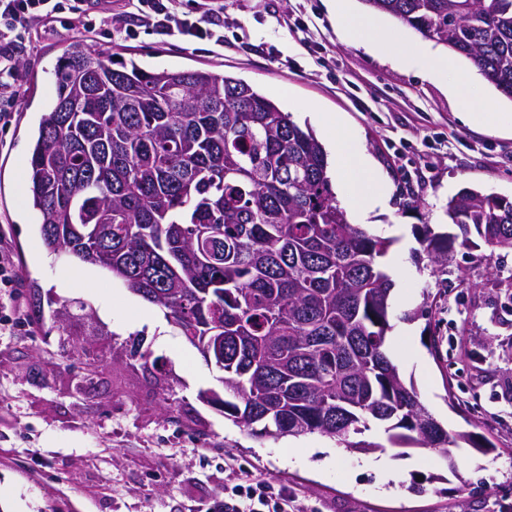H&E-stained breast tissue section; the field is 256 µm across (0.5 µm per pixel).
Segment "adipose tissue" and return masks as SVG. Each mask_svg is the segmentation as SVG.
I'll use <instances>...</instances> for the list:
<instances>
[{
    "mask_svg": "<svg viewBox=\"0 0 512 512\" xmlns=\"http://www.w3.org/2000/svg\"><path fill=\"white\" fill-rule=\"evenodd\" d=\"M339 30L346 36L361 40L372 52L391 55L402 66L409 65L411 56L404 51H391L386 31L374 18L355 13L350 0H333ZM427 73L433 77H448V90L455 98L463 120L472 126L496 133L512 129V113L486 111L476 106L472 96L473 82L457 60L446 54L430 57ZM331 169L338 183L349 184L352 215L357 223H366L370 214L384 210L387 197L383 187L371 174V163L357 139L345 127H337L329 135Z\"/></svg>",
    "mask_w": 512,
    "mask_h": 512,
    "instance_id": "1",
    "label": "adipose tissue"
}]
</instances>
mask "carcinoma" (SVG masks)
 Returning a JSON list of instances; mask_svg holds the SVG:
<instances>
[{
    "instance_id": "cac0c4a2",
    "label": "carcinoma",
    "mask_w": 512,
    "mask_h": 512,
    "mask_svg": "<svg viewBox=\"0 0 512 512\" xmlns=\"http://www.w3.org/2000/svg\"><path fill=\"white\" fill-rule=\"evenodd\" d=\"M476 65L512 98V0H363ZM30 130L26 197L43 247L167 310L195 347L224 337V418L256 436L320 434L353 452L494 444L448 432L386 347L395 239L348 221L328 152L253 86L149 69L70 41ZM452 233L425 227L431 273L455 246L512 250V197L463 188ZM385 443L370 441L372 427Z\"/></svg>"
}]
</instances>
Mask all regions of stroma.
Masks as SVG:
<instances>
[{"label": "stroma", "instance_id": "obj_1", "mask_svg": "<svg viewBox=\"0 0 512 512\" xmlns=\"http://www.w3.org/2000/svg\"><path fill=\"white\" fill-rule=\"evenodd\" d=\"M81 3L95 31L60 18L21 36L19 93L0 122V244L15 274L0 288V512H213L240 478L285 487L303 512H512V251L487 263L459 247L436 274L414 258L425 227L447 230L461 188L512 196V134L465 124L447 79L424 72L441 44L387 18L392 44L415 58L396 66L338 33L327 0H214L220 47L159 35L135 14L116 27L107 0ZM83 34L153 68L233 75L299 124L312 112L343 120L388 194L373 227L396 240L388 351L405 356L401 375L449 430L494 451L454 449V479L435 451L387 449L399 476L384 494L363 454L327 438L248 436L202 399L219 372L163 308L48 254L25 199L28 129L57 57ZM284 449L295 464L280 463Z\"/></svg>", "mask_w": 512, "mask_h": 512}]
</instances>
